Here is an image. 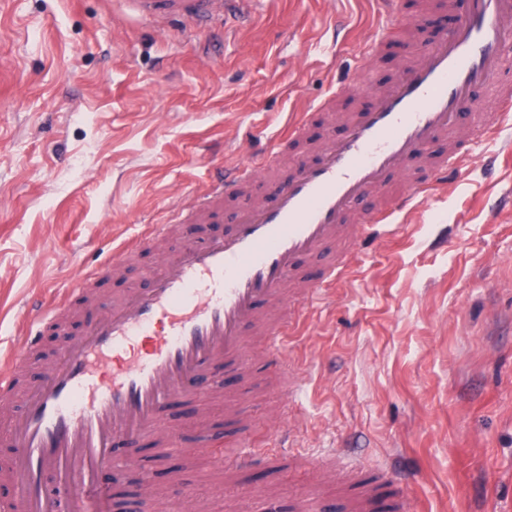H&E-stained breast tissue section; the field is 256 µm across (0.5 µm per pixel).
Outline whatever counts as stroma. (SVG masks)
<instances>
[{
	"label": "stroma",
	"instance_id": "stroma-1",
	"mask_svg": "<svg viewBox=\"0 0 512 512\" xmlns=\"http://www.w3.org/2000/svg\"><path fill=\"white\" fill-rule=\"evenodd\" d=\"M376 23L373 0H260L232 33L221 23L155 27L123 0H0V353L52 300L142 225L163 224L214 168L273 148L276 136L354 73ZM512 125L482 138L457 182L411 214L399 237L361 251L290 328L281 371L246 345L241 381L260 453L235 495L208 456L172 453L158 480L164 512L187 483L200 512H263L306 494L346 512L345 481L390 468L411 479L409 512H512V160L488 156ZM305 386L300 402L288 387ZM297 453L324 455L337 480L268 466L269 414ZM181 431L224 427L180 400Z\"/></svg>",
	"mask_w": 512,
	"mask_h": 512
}]
</instances>
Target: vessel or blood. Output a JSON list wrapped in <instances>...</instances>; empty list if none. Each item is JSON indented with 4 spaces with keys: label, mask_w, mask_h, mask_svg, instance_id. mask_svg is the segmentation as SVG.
I'll return each instance as SVG.
<instances>
[{
    "label": "vessel or blood",
    "mask_w": 512,
    "mask_h": 512,
    "mask_svg": "<svg viewBox=\"0 0 512 512\" xmlns=\"http://www.w3.org/2000/svg\"><path fill=\"white\" fill-rule=\"evenodd\" d=\"M127 2L143 19L179 17L201 28L248 19L255 0ZM374 2L378 28L354 77L291 124L262 162L211 174L173 223L149 226L114 249L38 313L17 351L0 357V392L7 394L72 299L96 315L26 390L22 407L0 415L12 452L0 482L13 489L0 512H57L44 484L49 474L66 493L69 512H106L104 475L122 481L138 467L137 448L147 439L163 455L174 448L210 454L213 437L187 438L165 427L164 415L175 400L208 398L221 375L227 416L242 427V447H251L252 422L234 381L247 340L260 337L265 364L281 366L295 302L313 301L335 285L350 263L348 250L397 235L402 217L462 176L474 135L496 133L512 116V82L502 77L512 65V0H435L434 9L452 22L449 32L418 45L380 86L369 82L371 60L396 29L412 31L417 23L400 18V0ZM364 92L365 107L337 113V104ZM314 114L338 132L312 139ZM284 147L294 156L281 177ZM269 181L272 192L255 196ZM240 196L248 204L225 210ZM220 222L224 233L208 235L207 225ZM175 236L182 248L159 254L142 288L99 308L92 294L98 282ZM355 497L357 512H380V481L360 483Z\"/></svg>",
    "instance_id": "b4317fda"
}]
</instances>
